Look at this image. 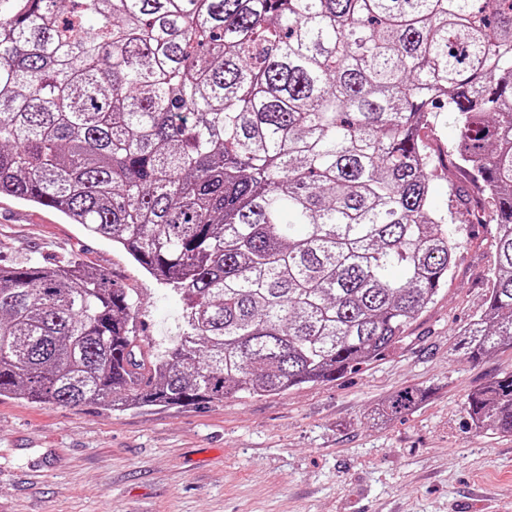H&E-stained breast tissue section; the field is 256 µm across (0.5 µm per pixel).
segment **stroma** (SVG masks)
<instances>
[{
    "label": "stroma",
    "instance_id": "stroma-1",
    "mask_svg": "<svg viewBox=\"0 0 512 512\" xmlns=\"http://www.w3.org/2000/svg\"><path fill=\"white\" fill-rule=\"evenodd\" d=\"M73 252L130 289L143 344L162 353L179 295L110 241L0 196V264ZM495 254L494 225L475 227L406 339L333 382L204 407L0 400V512H512V434L464 413L473 388L512 372V348L458 353ZM410 386L427 390L423 404L373 420Z\"/></svg>",
    "mask_w": 512,
    "mask_h": 512
}]
</instances>
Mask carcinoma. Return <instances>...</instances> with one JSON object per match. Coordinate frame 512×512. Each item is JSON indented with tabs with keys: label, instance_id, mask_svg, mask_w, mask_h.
I'll list each match as a JSON object with an SVG mask.
<instances>
[{
	"label": "carcinoma",
	"instance_id": "1",
	"mask_svg": "<svg viewBox=\"0 0 512 512\" xmlns=\"http://www.w3.org/2000/svg\"><path fill=\"white\" fill-rule=\"evenodd\" d=\"M446 112L448 162L421 137ZM493 224L459 350L512 348V0H0V195L115 243L184 301L145 354L76 254L0 266V398L183 406L342 378L404 339ZM416 387L375 411L412 410ZM512 433V373L464 403Z\"/></svg>",
	"mask_w": 512,
	"mask_h": 512
}]
</instances>
